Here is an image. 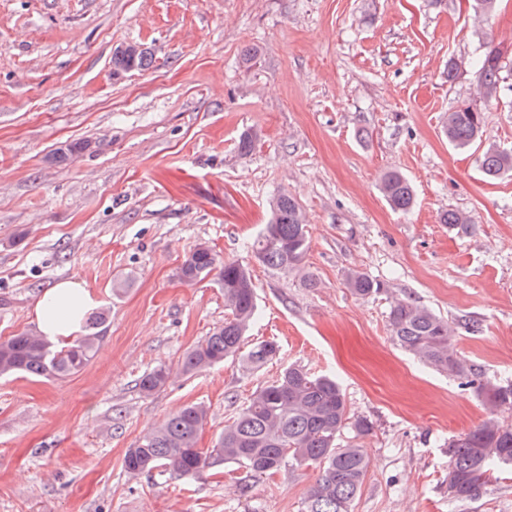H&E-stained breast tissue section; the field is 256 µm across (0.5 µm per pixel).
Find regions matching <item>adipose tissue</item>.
<instances>
[{"label":"adipose tissue","mask_w":512,"mask_h":512,"mask_svg":"<svg viewBox=\"0 0 512 512\" xmlns=\"http://www.w3.org/2000/svg\"><path fill=\"white\" fill-rule=\"evenodd\" d=\"M97 295L73 280H62L46 290L34 310L39 332L55 343L72 341L80 333L83 317L97 307Z\"/></svg>","instance_id":"1"}]
</instances>
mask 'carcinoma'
Masks as SVG:
<instances>
[{
    "label": "carcinoma",
    "instance_id": "obj_1",
    "mask_svg": "<svg viewBox=\"0 0 512 512\" xmlns=\"http://www.w3.org/2000/svg\"><path fill=\"white\" fill-rule=\"evenodd\" d=\"M148 65L143 51L127 56L118 50L112 55L115 75ZM501 70V52L490 51L481 62V74L482 85L491 95L500 88ZM483 122L482 112L461 106L448 113L443 134L454 146L465 149L480 138ZM480 163L486 179L497 180L512 172V153L490 146ZM379 189L393 210L413 208L414 190L402 173H386ZM270 209L271 220L253 241V253L267 267L293 270L308 250L305 214L284 191L272 198ZM213 272L224 285V303L231 316L185 352L182 372L192 375L228 360L250 370L263 367L276 354L274 343L260 342L248 352L242 351L245 334L256 316L249 267L222 259L200 242L184 259L178 276L198 282ZM346 285L360 298L384 291L381 282L359 271L347 275ZM106 321L104 311L89 315L86 334L61 346L31 333L0 339V376L63 378L80 372L96 354ZM389 326L401 348L439 371L465 379L489 413L477 428L447 443L448 501L471 500L499 471L512 468V428L494 419L498 411L512 410V382L487 379L476 372L459 353L448 320L411 299L393 304ZM168 379V369L157 366L141 378L139 387L149 395L164 388ZM207 418L208 408L202 403L171 414L127 449L126 472L139 475L163 467L171 478L180 479L224 463L237 464L251 476L271 478L287 466L316 465L320 475L307 493L303 512H352L368 462L360 446L340 442L348 416L345 395L336 380L314 376L300 366L286 368L276 380L258 387L213 446L203 450L197 443Z\"/></svg>",
    "mask_w": 512,
    "mask_h": 512
}]
</instances>
